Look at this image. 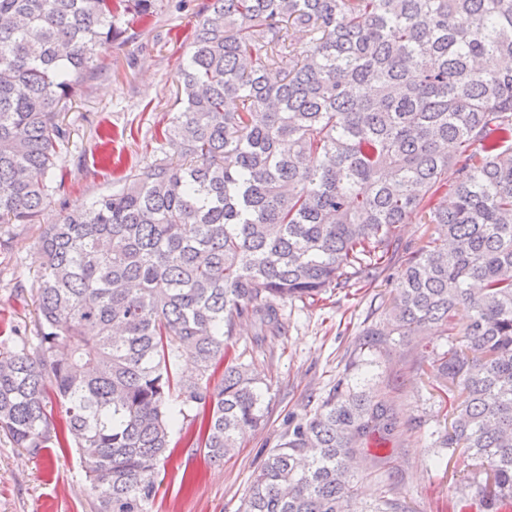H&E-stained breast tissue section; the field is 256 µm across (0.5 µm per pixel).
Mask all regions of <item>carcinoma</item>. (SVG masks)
Listing matches in <instances>:
<instances>
[{
	"instance_id": "obj_1",
	"label": "carcinoma",
	"mask_w": 512,
	"mask_h": 512,
	"mask_svg": "<svg viewBox=\"0 0 512 512\" xmlns=\"http://www.w3.org/2000/svg\"><path fill=\"white\" fill-rule=\"evenodd\" d=\"M154 7L0 0L1 224L46 205L60 113L107 67L120 14ZM177 83L174 156L43 231L37 336L0 350V431L33 455L75 440L97 512H148L185 409L213 461L263 420L238 322L276 336L280 303L372 286L416 218L434 235L401 260L391 330L363 343L448 337L432 367L458 402L435 445L468 460L450 481L512 512V0H208ZM394 430L384 396L337 384L240 512H356L381 465L364 444ZM369 512L409 506L390 487Z\"/></svg>"
}]
</instances>
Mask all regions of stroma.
Returning a JSON list of instances; mask_svg holds the SVG:
<instances>
[{
    "label": "stroma",
    "instance_id": "stroma-1",
    "mask_svg": "<svg viewBox=\"0 0 512 512\" xmlns=\"http://www.w3.org/2000/svg\"><path fill=\"white\" fill-rule=\"evenodd\" d=\"M203 2L156 0L151 17L125 14V38L102 52L107 70L64 111L69 140L47 205L32 223L0 224V347L37 329L42 229L121 189L126 175L163 158L160 135L175 112L177 72L188 59ZM396 277L390 269L368 288L338 289L314 303L284 302L280 334L261 343L258 322L243 319L233 352L259 374L268 412L217 463L192 447L198 425L185 419L171 435V455L159 466L149 512H238L256 468L289 425L313 413L342 378L385 392L397 421L392 436L376 435L366 443L369 453L383 458L384 468L379 479L363 481L362 500L372 499L381 480L396 484L412 512H489L474 491L448 480V470L462 465V453L433 445L432 432L447 426L457 399L431 366V351L444 349L445 337L433 330L393 335L380 351L362 357L354 352L373 322L371 308L390 305ZM0 512H96L77 449L52 448L34 456L0 434Z\"/></svg>",
    "mask_w": 512,
    "mask_h": 512
}]
</instances>
